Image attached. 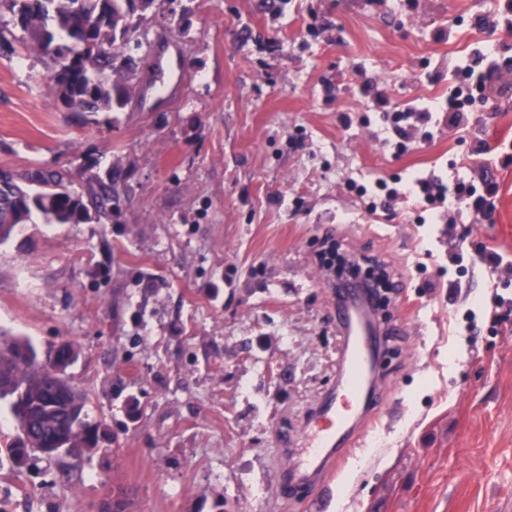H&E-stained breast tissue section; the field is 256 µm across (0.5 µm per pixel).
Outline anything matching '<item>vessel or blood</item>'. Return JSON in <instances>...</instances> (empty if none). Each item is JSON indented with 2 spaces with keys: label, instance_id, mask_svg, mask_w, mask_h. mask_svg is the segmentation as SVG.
<instances>
[{
  "label": "vessel or blood",
  "instance_id": "b4317fda",
  "mask_svg": "<svg viewBox=\"0 0 512 512\" xmlns=\"http://www.w3.org/2000/svg\"><path fill=\"white\" fill-rule=\"evenodd\" d=\"M336 317L346 338L339 387L321 400L301 438H281L277 492L283 498L299 483L329 485L357 447L360 429L377 404L369 391L376 357L366 336L364 295L348 294L337 304Z\"/></svg>",
  "mask_w": 512,
  "mask_h": 512
}]
</instances>
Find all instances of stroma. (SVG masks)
<instances>
[{
	"instance_id": "stroma-1",
	"label": "stroma",
	"mask_w": 512,
	"mask_h": 512,
	"mask_svg": "<svg viewBox=\"0 0 512 512\" xmlns=\"http://www.w3.org/2000/svg\"><path fill=\"white\" fill-rule=\"evenodd\" d=\"M498 0H193L189 28L157 15L143 99L76 115L46 97L49 59L0 45V169L91 176L123 168L120 214L84 224L33 215L0 247V332L68 368L108 443L82 465L37 457L0 470L9 512H311L274 489L279 436L298 434L337 386L345 338L324 240L365 251L403 284L386 320L409 333L383 362L377 410L321 512H512V331L489 332L493 287L455 268L442 217L366 211L379 178L500 186L494 223L463 244L512 256V97L474 113L457 143L434 104L474 51L512 48L477 20ZM431 108L408 129L383 106Z\"/></svg>"
}]
</instances>
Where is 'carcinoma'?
<instances>
[{
	"mask_svg": "<svg viewBox=\"0 0 512 512\" xmlns=\"http://www.w3.org/2000/svg\"><path fill=\"white\" fill-rule=\"evenodd\" d=\"M155 0H0L25 35L26 49L49 56L57 45L75 52L54 73L47 94L70 112H123L135 99L142 41ZM127 185L116 171L91 180L87 197L73 193L60 172L32 168L0 170V246L40 214L53 224H81L91 209L109 202L119 209ZM15 430L0 435V468H16V457L33 448H70L78 454L99 448L100 425L88 421L87 395L66 377L49 373L45 355L27 339L0 335V402Z\"/></svg>",
	"mask_w": 512,
	"mask_h": 512,
	"instance_id": "obj_1",
	"label": "carcinoma"
}]
</instances>
